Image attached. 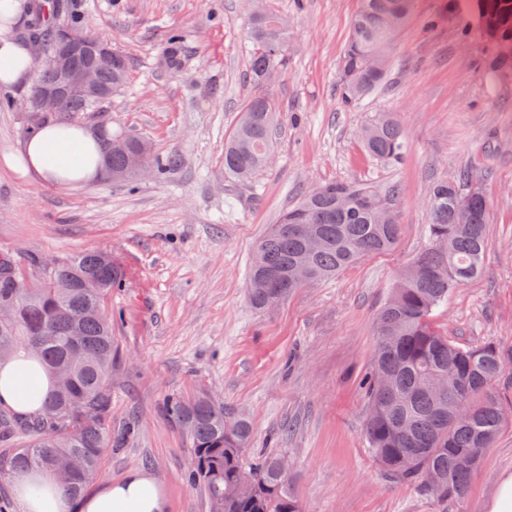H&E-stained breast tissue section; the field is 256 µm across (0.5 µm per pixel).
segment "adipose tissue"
<instances>
[{
    "label": "adipose tissue",
    "instance_id": "1",
    "mask_svg": "<svg viewBox=\"0 0 512 512\" xmlns=\"http://www.w3.org/2000/svg\"><path fill=\"white\" fill-rule=\"evenodd\" d=\"M31 0H0V89L30 83L34 59L30 44L15 28L28 13ZM7 164L41 181L70 188L84 185L103 172L97 134L81 124L38 128L21 142ZM52 385L34 354L20 353L0 362V406L20 416L36 413ZM24 512H166L167 498L157 478L133 470L97 493L72 501L54 478L42 472L18 475L12 482Z\"/></svg>",
    "mask_w": 512,
    "mask_h": 512
}]
</instances>
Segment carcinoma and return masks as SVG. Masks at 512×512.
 Listing matches in <instances>:
<instances>
[{
  "label": "carcinoma",
  "instance_id": "1",
  "mask_svg": "<svg viewBox=\"0 0 512 512\" xmlns=\"http://www.w3.org/2000/svg\"><path fill=\"white\" fill-rule=\"evenodd\" d=\"M412 0H360L350 39L340 60V72L350 74L341 85L345 103L355 107L379 89L390 69L389 45L409 17ZM479 20L490 16L500 24L501 44L512 42V0H476ZM56 4L54 22L35 20L28 30L48 54L57 48L55 32L76 23L63 17ZM249 66L253 82L265 83L279 68L288 48V28L276 14L254 13L249 20ZM184 61L182 35L171 36L163 65L179 69ZM74 67H98V82L109 95L127 83L129 60L114 51L112 63L76 53ZM276 108L256 95L224 143V172L239 181L252 178L268 164ZM80 115L97 117L103 160L112 178L134 176L127 153L150 154L141 137L112 132L105 103L82 94L61 96L46 120L66 122ZM123 142L122 148L109 144ZM363 147L388 163L402 159L403 130L388 113H380L361 131ZM396 190L377 191L343 183L312 189L261 238V265L251 263L248 298L265 310L283 301L303 284L289 269L303 264L308 282L335 277L359 260L393 248L401 226L395 208ZM468 219L460 223L458 214ZM431 244L399 275L379 312L376 347L365 384L368 411L364 435L368 448L385 473L399 481L434 484L437 497L460 501L507 421L504 407L492 391L504 374L500 349L487 343L463 347L433 330L434 311L457 287L482 271L487 248L490 200L474 197L468 173L461 183L435 182L428 195ZM7 265L0 260V303L16 306L14 320L0 326V360L20 349L33 350L53 373L65 367L71 382L55 387L43 401L40 415L13 422L0 417V437L22 431L32 442L0 457V472L50 474L69 494L78 495L97 476L105 451L119 447L112 436V313L108 297L120 287L122 270L100 251H84L57 263L47 273L33 256ZM94 276L101 288L89 294L82 280ZM167 420L179 426L193 450L189 478L199 484L208 506L219 512H300L288 478L279 474L282 456L275 452L251 459L247 455L252 424L244 414L201 395L191 401H165ZM253 482L247 497L235 493L243 481Z\"/></svg>",
  "mask_w": 512,
  "mask_h": 512
}]
</instances>
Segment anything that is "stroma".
Segmentation results:
<instances>
[{
	"mask_svg": "<svg viewBox=\"0 0 512 512\" xmlns=\"http://www.w3.org/2000/svg\"><path fill=\"white\" fill-rule=\"evenodd\" d=\"M73 2L83 25L130 61L129 83L108 106L113 130L143 135L158 159H179L160 177H103L74 189L0 161V251L47 259L104 251L124 274L109 301L112 433L124 441L103 456L87 493L145 470L162 483L167 512H209L187 480L189 441L163 414L167 398L204 393L249 417L250 455L285 456L302 512H485L512 472V371L493 385L509 420L461 501L389 478L363 434L378 313L429 244L433 182L469 172L491 211L482 274L449 295L432 326L512 355V68L489 69L495 48L472 0H414L385 84L355 109L341 100L339 62L358 0H263L286 20L288 49L276 78L259 87L249 79L251 0ZM175 33L187 57L172 72L161 59ZM29 93L0 91V158L24 138L17 103ZM259 93L278 107L274 151L241 183L224 173V140ZM381 112L404 132L395 165L369 156L358 137ZM326 183L397 187V245L256 311L247 282L257 243Z\"/></svg>",
	"mask_w": 512,
	"mask_h": 512,
	"instance_id": "1",
	"label": "stroma"
}]
</instances>
